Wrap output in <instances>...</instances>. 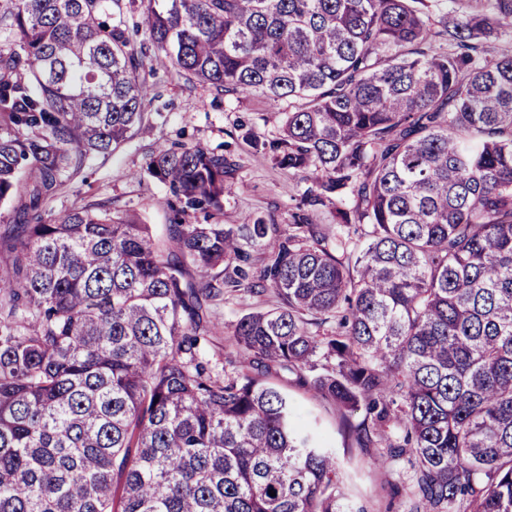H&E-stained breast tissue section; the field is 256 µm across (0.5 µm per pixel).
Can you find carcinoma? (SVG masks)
<instances>
[{"instance_id": "1", "label": "carcinoma", "mask_w": 512, "mask_h": 512, "mask_svg": "<svg viewBox=\"0 0 512 512\" xmlns=\"http://www.w3.org/2000/svg\"><path fill=\"white\" fill-rule=\"evenodd\" d=\"M6 0L0 7V512H368L299 429L287 372L332 402L401 512H512V0ZM288 102L277 162L336 199L310 224L224 209V155L157 148L164 242L106 201L44 205L151 127L146 60ZM265 250L280 306L203 350L224 263ZM276 492L272 496L269 491ZM336 208V199L325 200L323 205L306 206L304 210L310 214L317 236L325 235L328 238L329 247L337 257H342L341 252H336V218L332 212Z\"/></svg>"}]
</instances>
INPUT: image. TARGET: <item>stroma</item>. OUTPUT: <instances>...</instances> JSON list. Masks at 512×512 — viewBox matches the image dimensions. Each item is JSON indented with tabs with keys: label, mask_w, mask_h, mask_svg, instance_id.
<instances>
[{
	"label": "stroma",
	"mask_w": 512,
	"mask_h": 512,
	"mask_svg": "<svg viewBox=\"0 0 512 512\" xmlns=\"http://www.w3.org/2000/svg\"><path fill=\"white\" fill-rule=\"evenodd\" d=\"M150 66V135L131 139L108 158L90 159L83 180L68 184L46 202L49 219H61L84 202L106 200L115 214L141 215L155 238L165 240L169 212L163 201L168 189L143 174L142 168L151 148L179 141L223 154L226 168L221 224L228 227L259 221L284 228L294 223L300 200L312 184V172L280 166L265 147L279 136L282 107L272 105L258 92L215 95L179 77L162 55L154 57ZM279 304V297L270 290L253 293L242 286L225 291L222 300L207 306L211 329L208 355L219 358L228 353L225 337L241 316ZM280 382L287 385L306 427L335 451L345 476L347 498L365 503L370 512H386L403 486L402 476L373 465L371 451L358 448L332 403L297 385L293 377H281Z\"/></svg>",
	"instance_id": "1"
}]
</instances>
